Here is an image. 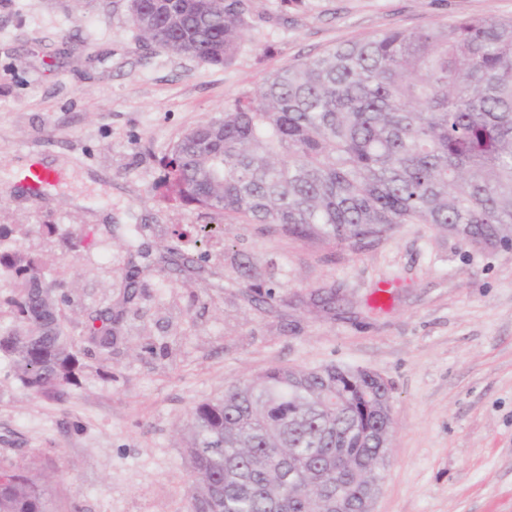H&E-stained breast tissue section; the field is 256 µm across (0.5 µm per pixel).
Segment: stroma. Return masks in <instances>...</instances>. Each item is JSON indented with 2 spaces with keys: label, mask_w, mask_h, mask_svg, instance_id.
<instances>
[{
  "label": "stroma",
  "mask_w": 512,
  "mask_h": 512,
  "mask_svg": "<svg viewBox=\"0 0 512 512\" xmlns=\"http://www.w3.org/2000/svg\"><path fill=\"white\" fill-rule=\"evenodd\" d=\"M222 67L146 46L127 0H0V225L69 294L80 383L35 397L0 360V464H36L51 512H183L192 408L272 366L385 378L395 431L376 512H512V252L403 224L352 249L228 224L164 264L178 229L210 223L163 198L161 158L276 67L386 30L512 17V0H247ZM65 178L6 192L22 162ZM56 225L47 235L42 225ZM251 258L270 296L237 265ZM135 272V286L126 275ZM111 311L101 350L88 315Z\"/></svg>",
  "instance_id": "stroma-1"
}]
</instances>
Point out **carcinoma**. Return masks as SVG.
<instances>
[{
	"label": "carcinoma",
	"mask_w": 512,
	"mask_h": 512,
	"mask_svg": "<svg viewBox=\"0 0 512 512\" xmlns=\"http://www.w3.org/2000/svg\"><path fill=\"white\" fill-rule=\"evenodd\" d=\"M146 43L223 66L246 30L245 0H128ZM167 196L226 224H265L355 249L401 224L478 247L512 246V18L395 29L274 70L254 94L197 124L164 157ZM165 262L189 261L185 234ZM18 325L0 357L31 394L79 382L59 285L39 257L0 248ZM112 346V318L86 324ZM390 386L360 367H271L202 401L188 421L183 512H336L388 465ZM0 512H49L30 468L0 466Z\"/></svg>",
	"instance_id": "obj_1"
}]
</instances>
